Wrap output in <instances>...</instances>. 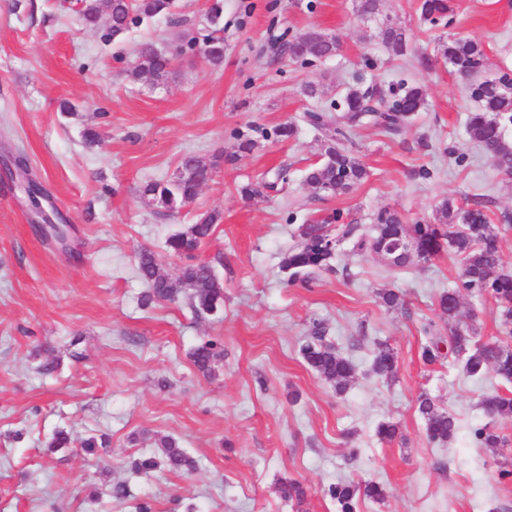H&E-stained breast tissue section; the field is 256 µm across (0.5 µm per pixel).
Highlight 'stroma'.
<instances>
[{
	"label": "stroma",
	"mask_w": 512,
	"mask_h": 512,
	"mask_svg": "<svg viewBox=\"0 0 512 512\" xmlns=\"http://www.w3.org/2000/svg\"><path fill=\"white\" fill-rule=\"evenodd\" d=\"M174 3L188 26L157 17L112 37L104 21L84 28L70 0H0V512H133L140 501L154 512H336L326 490L341 480L385 487V499L362 500L360 512H512V422L496 425L505 447L474 435L488 422L482 397L512 384L420 356L423 325L438 320L440 293L458 284V257L394 267L344 238L331 270L309 285L290 282L282 267L300 225L329 213L368 235L381 209L425 223L443 200L476 197L512 273V176L467 135L477 107L468 82L444 63H416L455 34L483 42L486 77L512 74V0H452L444 26L422 21L418 0H382L374 19L358 15L356 0H224L221 67L186 53L163 85L130 77L142 42L164 51L208 29L211 0ZM385 18L405 29V56L381 42ZM312 29L336 36V56L289 58L288 40ZM415 84L428 103L401 134L371 124L355 132L369 178L343 195H314L305 170L324 146L304 113L335 117L331 100L351 88L380 85L393 100ZM311 85L320 96L307 95ZM289 122L297 135L278 139L275 128ZM242 133L255 150L219 167L189 206L172 215L141 207L140 189L172 179L184 153L232 152ZM18 155L72 224L66 244L31 224L3 169ZM281 167L284 190L242 199L243 185ZM422 167L430 178L417 177ZM212 209L223 220L198 257L224 282L215 317L194 313L179 286L185 261L166 244ZM144 248L177 288L173 300L146 308L136 267ZM385 288L403 294L404 309L384 306ZM458 320L483 341L501 334L487 296L463 294ZM316 322L357 367L344 393L299 353ZM209 340L224 356L205 377L189 354ZM378 340L398 358L393 379L371 371ZM53 358L56 370L40 374ZM423 393L458 419L452 442L429 440ZM383 421L398 425V440H378ZM58 429L72 445L52 454L44 443ZM93 434L109 438L111 458L83 452ZM165 436L197 469L132 473L133 459L161 455ZM293 480L305 489L298 502L281 493ZM118 482L131 499L111 497Z\"/></svg>",
	"instance_id": "35a3bbf8"
}]
</instances>
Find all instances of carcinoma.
Returning <instances> with one entry per match:
<instances>
[{
	"label": "carcinoma",
	"mask_w": 512,
	"mask_h": 512,
	"mask_svg": "<svg viewBox=\"0 0 512 512\" xmlns=\"http://www.w3.org/2000/svg\"><path fill=\"white\" fill-rule=\"evenodd\" d=\"M173 0H82L78 15L86 26L97 24L102 12H107L110 21V35L118 36L146 18L167 16L175 24L182 20L173 16ZM222 0H212L207 20L211 31L191 37L180 47L179 53L197 52L208 64L219 66L224 61V39L217 35L218 24L223 14ZM420 14L431 25L446 20L453 11L451 0H421ZM381 37L388 49L397 57L406 52V40L401 27L386 24L381 27ZM307 49L306 58L321 59L336 49L329 42L328 34L310 30L299 36ZM440 56L451 68V72L470 82L472 97L478 103L477 111L467 121V133L471 141L483 149L494 166L507 176H512V145L506 138V129L512 126V94L501 90H488L479 76L486 63V53L481 43L461 37H450L441 45ZM174 59L155 49L150 42L141 44L137 63L130 76L139 79L149 77L153 83L167 82L171 76ZM427 102L426 90L420 86L407 88L398 99L389 102L382 89L372 93L357 89L347 91L333 103L336 121L330 122L324 113L309 111L305 114L308 125L318 131L325 150L323 159L311 165L305 175L308 188L318 196H336L350 192L367 178L366 166L354 151L351 134L366 122L386 132H396L402 124L421 111ZM256 141L248 135L238 136L237 150L230 154L214 155L204 159L192 153L183 155L177 169V176L166 182H149L139 192L143 207L162 215H168L194 199L201 188L213 179L221 164H233L240 157L251 153ZM284 179L278 172L274 180L263 184H249L241 187L243 197L250 199L262 194V189H275L277 181ZM439 223L404 225L399 215L384 209L376 216L373 234L359 238L355 247L361 251H391L396 248L399 238L411 233L415 250L407 255L395 256L394 267H402L411 259L429 262L443 252H452L460 257L459 281L461 288L448 289L438 298L441 318L448 320L449 343L452 352L463 356V370L471 377H481L489 372L506 381H512V345L499 340L486 342L474 340L471 329L457 321L460 306V290L471 294L491 297L497 306L500 326L512 337V274L501 266L500 240L485 207L479 202L456 204L444 201L438 209ZM340 214L331 215L310 224L300 226V242L288 252L283 268L288 270L292 281L307 284L321 271L331 269L332 254L326 250L327 239L332 237V227L339 221ZM221 220L216 211L200 214L195 223L170 236L167 247L177 256L193 258L202 243L210 238L215 224ZM137 270L140 278L149 285L143 296L144 304L170 300L175 288L160 271L153 251L142 249L138 254ZM181 283L190 290V304L199 314L215 315L224 305V283L210 266L189 263L181 270ZM444 337L430 336L422 347L421 359L432 365L441 357L440 345ZM299 353L307 365L326 381L342 392L355 375L352 361L336 351L327 342L325 330L319 323L313 325L310 336L299 347ZM223 351L218 344L210 341L197 346L190 353L191 361L199 373L207 376L212 365ZM397 359L393 349L384 343L378 344L373 354L371 370L374 374L391 378L395 374ZM485 413L493 421L512 420V397L495 393L482 401ZM430 441L444 443L453 439L456 432L455 418L438 409L431 398L422 395L418 400ZM475 437L489 448L506 445L491 425L476 429ZM164 448L163 461L153 456H142L132 462L137 474H147L160 464L176 472H191L195 461L172 437L160 440ZM328 495L336 500L338 512H359L363 498L381 501L385 489L376 482L364 485L353 482H338L329 486Z\"/></svg>",
	"instance_id": "cac0c4a2"
}]
</instances>
